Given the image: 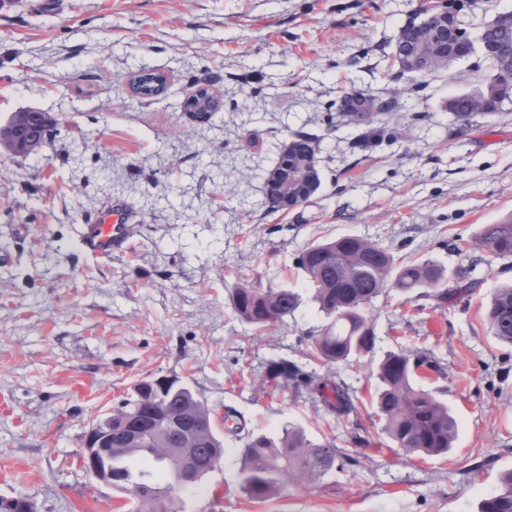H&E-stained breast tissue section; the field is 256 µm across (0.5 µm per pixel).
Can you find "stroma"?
Returning <instances> with one entry per match:
<instances>
[{
    "mask_svg": "<svg viewBox=\"0 0 512 512\" xmlns=\"http://www.w3.org/2000/svg\"><path fill=\"white\" fill-rule=\"evenodd\" d=\"M417 0H19L0 8V118L38 108L57 120L43 155L0 150V496H32L37 512H128L130 499L87 474L89 425L143 378L175 377L216 417L246 431L303 428L334 440L344 466L254 502L239 486L243 442L181 492L183 512H477L512 470V346L485 306L512 283V258L482 261L473 239L512 214V104L467 128L442 107L480 76L467 61L412 82L389 80L384 40ZM170 75L153 100L132 96L134 72ZM209 80L224 106L199 123L183 110ZM400 98L375 116L393 143L360 145L363 127L333 105L350 87ZM320 136L321 186L273 212L264 175L282 144ZM129 211L131 247L109 260L79 236L109 205ZM355 235L395 259H432L444 305L392 289L369 307L374 356L330 367L308 357L325 324L296 266L307 245ZM241 284L292 288L302 304L282 326L241 323ZM431 354L423 379L459 425L445 457L414 458L380 435L370 404L375 359ZM290 360L349 388L339 418L308 394L264 379Z\"/></svg>",
    "mask_w": 512,
    "mask_h": 512,
    "instance_id": "stroma-1",
    "label": "stroma"
}]
</instances>
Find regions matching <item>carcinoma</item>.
Wrapping results in <instances>:
<instances>
[{"instance_id":"cac0c4a2","label":"carcinoma","mask_w":512,"mask_h":512,"mask_svg":"<svg viewBox=\"0 0 512 512\" xmlns=\"http://www.w3.org/2000/svg\"><path fill=\"white\" fill-rule=\"evenodd\" d=\"M473 2L420 0L417 9L406 14L399 24L401 38L387 43V57L395 67L391 73L394 80L410 73L408 59L413 42L423 29L436 34L448 31V55L437 60L438 70L470 59L469 43L477 44L478 66L485 67L483 83L473 92L448 97L444 103V109L463 127L477 116H489L512 103V16L496 14L473 39L466 22L467 15L475 9ZM402 107L397 97L383 98L356 88L344 92L336 101V112L342 117L348 112L364 111L362 125L371 124L375 113L397 112ZM319 145L317 135L295 134L286 147L279 149L271 170L295 157L318 162ZM476 245L490 261L511 257L512 218L482 225ZM298 266L313 290V300L328 320L308 336L310 357L324 366L373 352L375 333L366 310L388 288L415 292L439 305L470 290L466 285L450 293L444 288L447 270L442 265L432 260L398 263L382 245L354 235L306 246L298 257ZM300 304V293L288 288L240 286L232 294L236 317L257 330L283 324ZM486 317L495 338L512 345V284L493 294ZM426 372L442 374L427 353L404 349L386 352L376 369L375 416L381 434L405 456H444L453 449L458 436V422L448 403L419 387V374ZM266 374L268 381L279 387L304 390L319 398L329 412L340 417L352 411L346 387L329 375L319 377L288 360L270 363ZM160 404L177 415L179 428L151 436L145 448L129 447L120 424L130 417L148 423ZM111 417L112 473L122 481L118 488L131 496L130 512H180L177 498L166 494L167 485L173 480L167 460L173 457L174 449L187 447V437L197 438L191 454L196 483L216 469L214 459L222 457L224 451L209 408L202 406L190 388L174 379L153 394L123 397L112 405ZM241 455L240 488L258 501L274 497L290 481H318L342 460L334 442L314 440L303 429L291 425L283 427L275 437L247 434ZM133 457L142 464L137 471L127 465ZM478 512H512V470L500 475L496 490L481 500Z\"/></svg>"}]
</instances>
